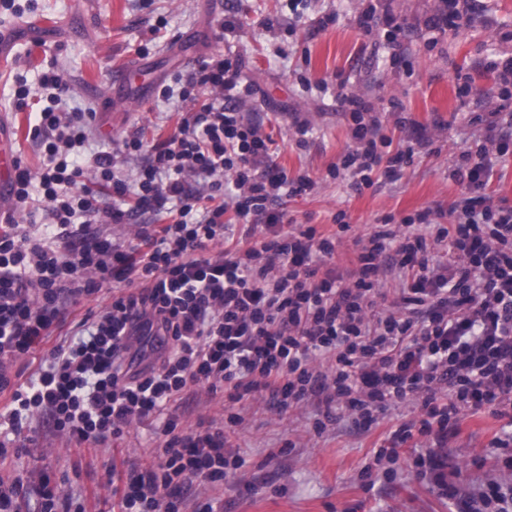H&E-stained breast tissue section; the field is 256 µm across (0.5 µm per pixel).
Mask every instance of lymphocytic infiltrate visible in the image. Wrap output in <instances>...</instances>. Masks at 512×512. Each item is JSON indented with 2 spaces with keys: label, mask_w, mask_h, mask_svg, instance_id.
<instances>
[{
  "label": "lymphocytic infiltrate",
  "mask_w": 512,
  "mask_h": 512,
  "mask_svg": "<svg viewBox=\"0 0 512 512\" xmlns=\"http://www.w3.org/2000/svg\"><path fill=\"white\" fill-rule=\"evenodd\" d=\"M242 66L220 58L178 75L192 109L163 141L125 140L126 151L148 154L134 182L116 175L111 152L94 155L97 183L133 199L106 211V223L151 217L133 241L74 222L91 209L84 171L69 158L88 139L92 115L82 111L41 112L30 136L44 166L35 179L20 170L10 190L14 209L30 218L40 194L74 241L0 225V394L10 395L0 410V459L25 447L37 415L79 445L149 424L160 439L157 461L130 473L123 512H181L182 487L223 485L245 463L225 431L262 398L281 412L315 407L319 434L344 416L369 427L392 406H417L418 423L399 426L375 454L387 478L414 436L437 450L466 416L487 409L512 418V205L489 191L495 165L512 153V57L489 63L503 88L473 116L479 134L449 172L459 197L445 210L372 225L356 238L350 269L335 261L352 229L345 211L334 215L332 235L284 225L282 199L310 194L316 182L289 176L246 118ZM201 88L211 94L203 103ZM336 99L350 117V143L326 177L352 191L373 187L378 170L399 180L430 144L411 128L394 145L372 103L344 91ZM388 268L401 288L382 308ZM105 288L112 301L82 320L83 334L49 345L61 305ZM45 344L37 377L12 381V363ZM191 393L223 398V426L181 427L171 407Z\"/></svg>",
  "instance_id": "lymphocytic-infiltrate-1"
}]
</instances>
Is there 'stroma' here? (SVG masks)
<instances>
[{
  "label": "stroma",
  "instance_id": "1",
  "mask_svg": "<svg viewBox=\"0 0 512 512\" xmlns=\"http://www.w3.org/2000/svg\"><path fill=\"white\" fill-rule=\"evenodd\" d=\"M0 7V21L27 26L8 63H0V115L16 139L19 161L38 175L44 156L28 135L44 106L39 76L62 73L69 91L61 111H93V135L84 158L99 151L120 154L118 167L133 177L146 154L122 157L125 139L139 136L151 143L175 132L178 100H164L161 86L176 74L214 56L244 61L243 77L251 94L247 116L271 137L276 161L290 175L307 172L317 180L307 196L286 199L283 207L295 224H312L331 234L333 217L346 211L352 226L336 252L343 267L355 264L354 236L368 232L376 219L402 218L427 207H448L459 193L448 169L466 141L476 134L470 125L478 105H491L498 90L488 62L512 56V0H482L474 20L456 31L438 33L426 47V23L441 9L440 0H13ZM377 15L391 14L401 24L397 40L401 62H392L377 25H365L368 6ZM332 16L323 28L312 19ZM234 20V29L224 28ZM135 64L136 75L126 98L112 89V71ZM33 90L25 107L14 96L18 78ZM473 94L459 97L460 78ZM380 104L397 100L405 117L425 128L436 151L415 160L395 182L380 180L355 193L326 179L348 145V117L336 104V81ZM308 126L309 147L295 146L296 122ZM245 423L233 434L245 465L217 488L184 487L183 512H195L206 497L224 501V512H459L457 499L435 483L429 468L414 460L426 447L403 445L401 467L387 478L373 469L374 454L389 431L418 420L410 405L393 407L378 425L363 429L350 419L328 423L314 434L316 411L304 407L278 413L265 401L247 406ZM506 419L483 411L465 417L449 437L440 459L454 475L461 494L479 497L489 483L512 487V468L505 450L493 447ZM27 448L0 463V479H32L49 474L67 490L83 512H121L117 493L129 472L155 460L159 441L134 424L109 448L75 445L33 426Z\"/></svg>",
  "mask_w": 512,
  "mask_h": 512
}]
</instances>
